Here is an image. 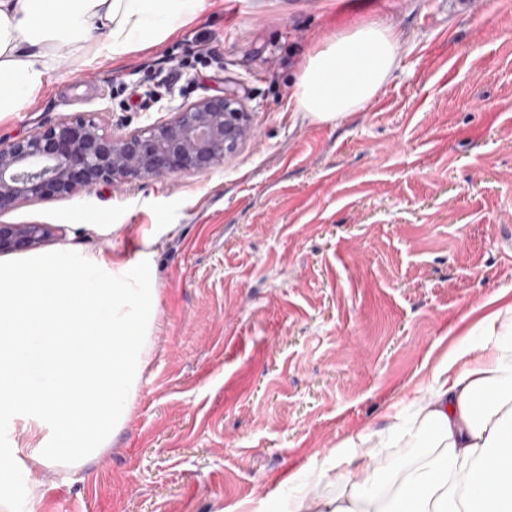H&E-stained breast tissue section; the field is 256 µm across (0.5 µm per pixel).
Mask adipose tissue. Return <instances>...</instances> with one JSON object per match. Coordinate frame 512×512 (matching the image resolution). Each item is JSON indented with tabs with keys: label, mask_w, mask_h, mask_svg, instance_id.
Segmentation results:
<instances>
[{
	"label": "adipose tissue",
	"mask_w": 512,
	"mask_h": 512,
	"mask_svg": "<svg viewBox=\"0 0 512 512\" xmlns=\"http://www.w3.org/2000/svg\"><path fill=\"white\" fill-rule=\"evenodd\" d=\"M204 0H0V117L41 94L55 52L112 61L161 44ZM398 60L382 21L322 39L294 85L297 111L332 123L362 110ZM153 254L118 261L75 246L0 258V416L20 420L32 465L77 463L125 422L150 354L157 293ZM432 372L413 425L393 414L390 436L425 447L389 470L373 463L372 431L333 452L338 495L307 503L289 482L283 512H512V305L479 322Z\"/></svg>",
	"instance_id": "ef3b65f1"
}]
</instances>
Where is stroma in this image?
<instances>
[{"label":"stroma","instance_id":"35a3bbf8","mask_svg":"<svg viewBox=\"0 0 512 512\" xmlns=\"http://www.w3.org/2000/svg\"><path fill=\"white\" fill-rule=\"evenodd\" d=\"M206 0L115 63L59 49L0 141L77 113L130 132L232 87L255 134L207 172L19 203L127 260L154 253L156 326L127 421L98 456L19 471L8 512H224L268 495L390 406L406 410L495 297L512 302V0ZM383 20L399 63L363 111L296 112L317 42Z\"/></svg>","mask_w":512,"mask_h":512}]
</instances>
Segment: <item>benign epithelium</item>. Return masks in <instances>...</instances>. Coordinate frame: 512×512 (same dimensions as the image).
I'll list each match as a JSON object with an SVG mask.
<instances>
[{
	"label": "benign epithelium",
	"mask_w": 512,
	"mask_h": 512,
	"mask_svg": "<svg viewBox=\"0 0 512 512\" xmlns=\"http://www.w3.org/2000/svg\"><path fill=\"white\" fill-rule=\"evenodd\" d=\"M254 131L232 89L184 105L168 119L114 134L78 114L0 144V211L67 198L101 184L114 190L149 177L204 172L224 163ZM43 224H0V254L40 246Z\"/></svg>",
	"instance_id": "7a95c632"
}]
</instances>
